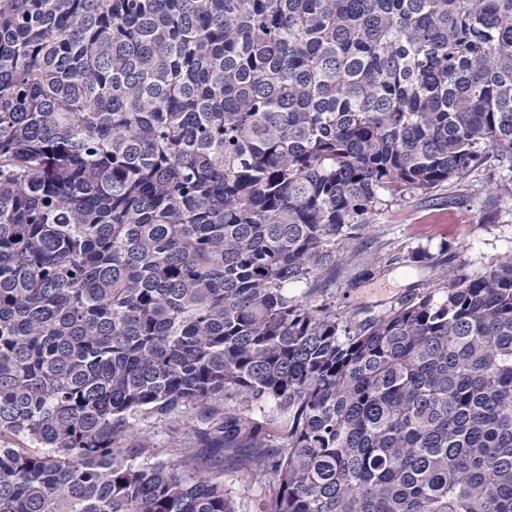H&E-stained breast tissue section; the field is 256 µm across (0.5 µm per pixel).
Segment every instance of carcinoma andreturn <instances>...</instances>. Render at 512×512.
I'll return each mask as SVG.
<instances>
[{"label":"carcinoma","instance_id":"cac0c4a2","mask_svg":"<svg viewBox=\"0 0 512 512\" xmlns=\"http://www.w3.org/2000/svg\"><path fill=\"white\" fill-rule=\"evenodd\" d=\"M492 161L512 0H0V512H512V255L288 294ZM213 471L224 479V484L231 486L238 493V512H258L255 506L264 498V483L248 481L237 469L236 462L228 458L215 464Z\"/></svg>","mask_w":512,"mask_h":512}]
</instances>
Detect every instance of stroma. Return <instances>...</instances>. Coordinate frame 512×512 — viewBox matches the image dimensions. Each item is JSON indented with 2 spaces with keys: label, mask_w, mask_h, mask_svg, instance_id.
<instances>
[{
  "label": "stroma",
  "mask_w": 512,
  "mask_h": 512,
  "mask_svg": "<svg viewBox=\"0 0 512 512\" xmlns=\"http://www.w3.org/2000/svg\"><path fill=\"white\" fill-rule=\"evenodd\" d=\"M493 182L501 191H490ZM418 251L446 257L450 267L471 275L485 272L494 258L512 255V170L487 165L435 194L405 193L381 207L366 242L345 248L327 292H310L305 283L289 291L310 304L335 308L354 326L387 313L409 293L443 287L441 265L413 260ZM386 254L404 261L381 270L377 259ZM214 471L236 491L238 512H256L264 484L248 481L230 459L215 464Z\"/></svg>",
  "instance_id": "obj_1"
}]
</instances>
